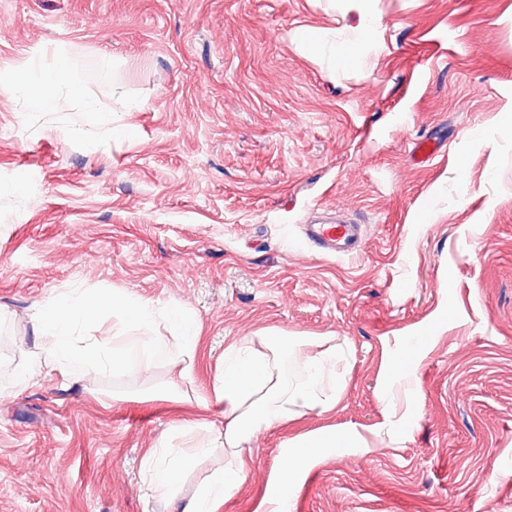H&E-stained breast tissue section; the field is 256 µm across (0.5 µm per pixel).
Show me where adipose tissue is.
<instances>
[{
  "mask_svg": "<svg viewBox=\"0 0 512 512\" xmlns=\"http://www.w3.org/2000/svg\"><path fill=\"white\" fill-rule=\"evenodd\" d=\"M346 2L356 23L350 39L336 50L344 62L357 58L361 46L374 40L377 26L376 17L367 11V0ZM107 309L123 315L131 326L130 332L110 336L84 334V327ZM159 320L175 332L176 349H169L160 337L150 335V327ZM31 324L38 356L49 371L69 381L80 380L91 372L145 371L163 355L173 368L171 388H180L193 377L199 331L195 320L179 308L160 309L128 293L96 294L72 289L48 298L32 315ZM306 345L304 337L280 336L263 329L225 348L220 376L210 398L211 405L221 410L222 427L208 428L205 440L189 450L167 443L149 449L144 461L149 491L160 496L175 495L196 457L217 448H230L234 451L231 460L210 473L187 510L219 512L235 481L254 466L253 458L242 449L244 442L260 431L288 424L303 411L334 408L336 359L332 350L307 357L303 380L288 381L278 370L279 359L288 349L298 350Z\"/></svg>",
  "mask_w": 512,
  "mask_h": 512,
  "instance_id": "1",
  "label": "adipose tissue"
}]
</instances>
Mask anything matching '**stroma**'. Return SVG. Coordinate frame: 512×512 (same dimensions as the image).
Listing matches in <instances>:
<instances>
[{"label":"stroma","instance_id":"stroma-1","mask_svg":"<svg viewBox=\"0 0 512 512\" xmlns=\"http://www.w3.org/2000/svg\"><path fill=\"white\" fill-rule=\"evenodd\" d=\"M368 8L376 41L343 64L344 0H0V512H182L223 452L173 497L147 496L144 452L223 424L197 400L263 328L326 337L345 388L248 441L221 512H255L289 440L322 428L364 441L314 449L290 512H512V0ZM76 58L77 88L47 87ZM327 210L362 224L357 253L307 242ZM68 288L191 314L184 401L162 361L44 374L30 316ZM14 92L21 99L25 110L29 112H46L50 107V96L46 93H32L23 82L15 85Z\"/></svg>","mask_w":512,"mask_h":512}]
</instances>
